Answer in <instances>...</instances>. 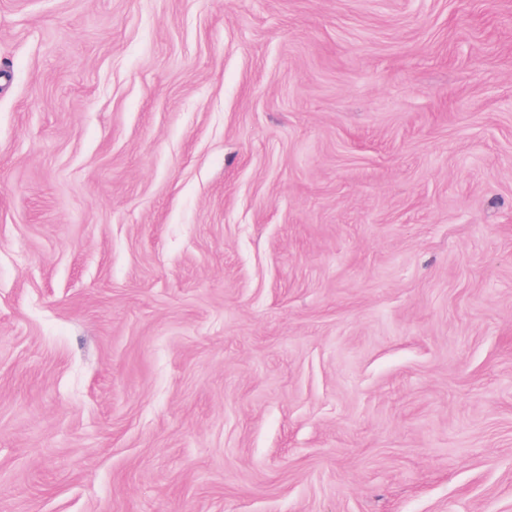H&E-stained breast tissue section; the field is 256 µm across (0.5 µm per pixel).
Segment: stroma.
Returning <instances> with one entry per match:
<instances>
[{"label":"stroma","instance_id":"1","mask_svg":"<svg viewBox=\"0 0 512 512\" xmlns=\"http://www.w3.org/2000/svg\"><path fill=\"white\" fill-rule=\"evenodd\" d=\"M0 512H512V0H0Z\"/></svg>","mask_w":512,"mask_h":512}]
</instances>
